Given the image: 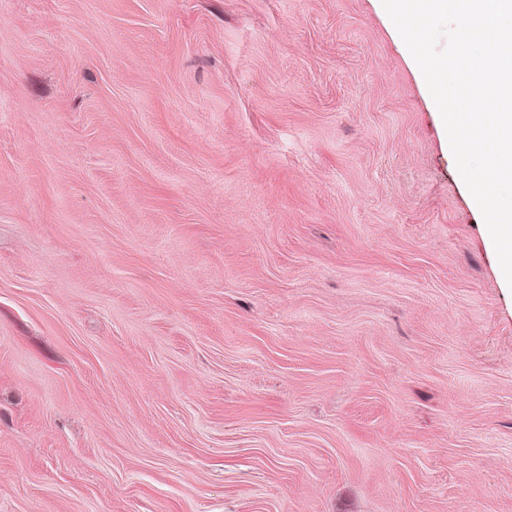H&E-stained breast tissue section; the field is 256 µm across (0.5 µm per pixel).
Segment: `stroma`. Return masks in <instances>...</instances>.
<instances>
[{"label":"stroma","mask_w":512,"mask_h":512,"mask_svg":"<svg viewBox=\"0 0 512 512\" xmlns=\"http://www.w3.org/2000/svg\"><path fill=\"white\" fill-rule=\"evenodd\" d=\"M378 0H0V512H512V289Z\"/></svg>","instance_id":"1"}]
</instances>
